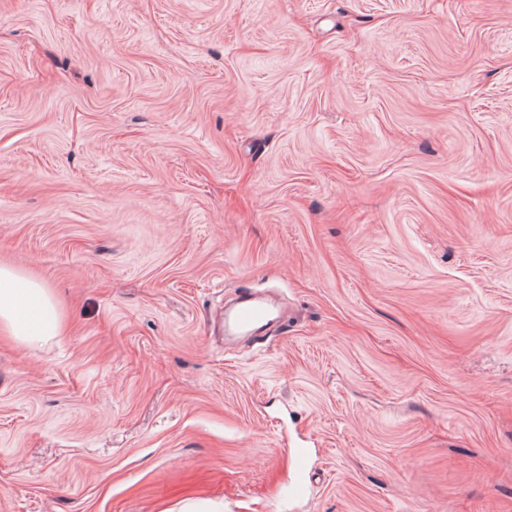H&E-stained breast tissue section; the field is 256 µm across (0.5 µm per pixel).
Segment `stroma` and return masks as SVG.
Masks as SVG:
<instances>
[{"mask_svg": "<svg viewBox=\"0 0 512 512\" xmlns=\"http://www.w3.org/2000/svg\"><path fill=\"white\" fill-rule=\"evenodd\" d=\"M0 264V512H512V0H0ZM0 329L27 344L58 336L62 318L51 288L0 265ZM275 320L274 309L266 302L245 299L231 314H224L225 326L241 333H254Z\"/></svg>", "mask_w": 512, "mask_h": 512, "instance_id": "stroma-1", "label": "stroma"}]
</instances>
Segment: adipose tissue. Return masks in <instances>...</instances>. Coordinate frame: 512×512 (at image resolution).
Here are the masks:
<instances>
[{
  "label": "adipose tissue",
  "instance_id": "obj_1",
  "mask_svg": "<svg viewBox=\"0 0 512 512\" xmlns=\"http://www.w3.org/2000/svg\"><path fill=\"white\" fill-rule=\"evenodd\" d=\"M0 330L27 344L59 335L62 318L51 288L0 265Z\"/></svg>",
  "mask_w": 512,
  "mask_h": 512
}]
</instances>
